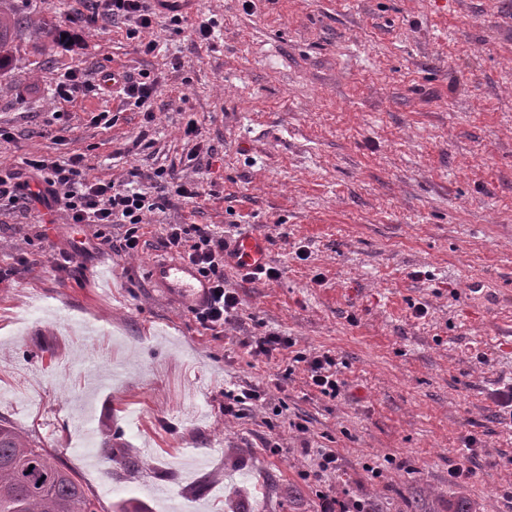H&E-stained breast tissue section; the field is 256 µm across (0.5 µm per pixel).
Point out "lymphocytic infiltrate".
Masks as SVG:
<instances>
[{"mask_svg":"<svg viewBox=\"0 0 512 512\" xmlns=\"http://www.w3.org/2000/svg\"><path fill=\"white\" fill-rule=\"evenodd\" d=\"M98 13L130 22L129 36H139L149 29L154 17L161 11L159 0H92ZM28 167L39 175L45 193L62 202L68 223L76 228H94L96 238L104 248H111L112 225H126L122 249L135 254L141 248L139 230L146 223L148 213L163 208L167 201L177 197L185 200L199 194L197 181L175 172L159 170L152 184L153 195H146L129 187L127 182L89 177L79 155L67 159L33 158ZM162 246L189 262L210 284L206 305L193 316L197 324L213 336H220L226 324L234 322L241 300L236 292L224 286V239L211 230L197 228L194 239H187L180 225L170 224L165 229ZM311 386L325 397H338L343 382L339 377L335 356L297 354Z\"/></svg>","mask_w":512,"mask_h":512,"instance_id":"1","label":"lymphocytic infiltrate"}]
</instances>
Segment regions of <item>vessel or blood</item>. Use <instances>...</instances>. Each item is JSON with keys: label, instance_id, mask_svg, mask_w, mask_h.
Wrapping results in <instances>:
<instances>
[{"label": "vessel or blood", "instance_id": "obj_1", "mask_svg": "<svg viewBox=\"0 0 512 512\" xmlns=\"http://www.w3.org/2000/svg\"><path fill=\"white\" fill-rule=\"evenodd\" d=\"M225 259L235 267L263 266L267 260L266 240L257 234L241 236L227 249ZM147 276L156 287L182 301L185 307H198L206 299L207 282L192 265L177 257L152 259L147 265Z\"/></svg>", "mask_w": 512, "mask_h": 512}]
</instances>
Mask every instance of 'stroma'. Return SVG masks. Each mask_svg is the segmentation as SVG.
Masks as SVG:
<instances>
[{"mask_svg": "<svg viewBox=\"0 0 512 512\" xmlns=\"http://www.w3.org/2000/svg\"><path fill=\"white\" fill-rule=\"evenodd\" d=\"M77 10L88 0H0L38 26L5 47L0 168L33 190L26 157L81 153L96 177L135 169L146 188L172 169L200 195L151 213L135 256L122 227L102 251L59 207H0V415L61 449L102 512H320L323 492L369 512H448L456 495L512 512L496 400L512 382V0H195L180 32L161 13L137 40L120 19L70 27ZM68 68L150 73L153 121L115 88L78 93L56 139L47 105ZM169 224L269 243L279 279L224 270L242 306L223 337L146 276ZM269 330L294 342L276 360L237 344ZM326 351L344 364L335 398L292 362ZM249 386L265 405L225 414V391ZM323 448L338 468L316 483ZM466 454L470 475L450 480Z\"/></svg>", "mask_w": 512, "mask_h": 512, "instance_id": "1", "label": "stroma"}]
</instances>
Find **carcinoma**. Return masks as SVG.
<instances>
[{"mask_svg": "<svg viewBox=\"0 0 512 512\" xmlns=\"http://www.w3.org/2000/svg\"><path fill=\"white\" fill-rule=\"evenodd\" d=\"M100 502L56 448L0 416V512H99Z\"/></svg>", "mask_w": 512, "mask_h": 512, "instance_id": "cac0c4a2", "label": "carcinoma"}]
</instances>
